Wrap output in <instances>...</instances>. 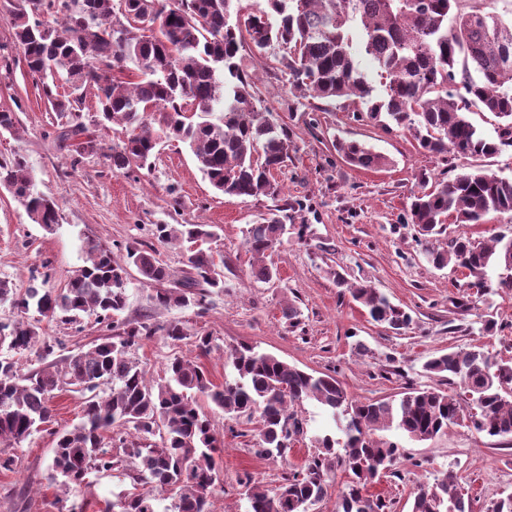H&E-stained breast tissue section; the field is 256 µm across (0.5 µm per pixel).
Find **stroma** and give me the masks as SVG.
Instances as JSON below:
<instances>
[{
	"label": "stroma",
	"instance_id": "obj_1",
	"mask_svg": "<svg viewBox=\"0 0 512 512\" xmlns=\"http://www.w3.org/2000/svg\"><path fill=\"white\" fill-rule=\"evenodd\" d=\"M244 64L248 80L257 87L259 111L273 112L288 128L289 160L274 177L295 204L291 223L305 227L304 232H290L269 252L268 263L279 271L278 279L269 282L252 276L245 230L273 211L274 200L215 191L189 148L177 141L159 145L151 168L124 172L113 171L102 155L80 156L60 146L56 133L75 116L107 148L121 143L125 132L100 125L98 102L90 90L83 94L78 115L51 111L14 43L9 0H0V112H13L17 119L16 132H0V161L24 154L36 191L58 209L57 224L45 230L0 188V281L20 293L32 286L63 288L83 265L92 242L110 247L118 258L130 248L155 250L179 277L187 269L185 250L157 241L152 226L211 224L217 236L210 247L224 275V289L210 295L206 309L154 307L148 300L150 288L139 277L127 286L129 320L145 315L156 324L178 320L189 332L188 339L175 344L155 336L137 351L152 378L163 377L167 360L180 355L200 361L214 383H223L234 377L227 352L246 343L307 372L335 375L353 399L377 401L410 387L460 393L459 384L423 372V363L436 354L483 344L494 355L512 358V288L499 287L494 270L488 275V293L481 295L466 287L460 273L435 268L407 208L423 174L434 181L481 167L512 177V151L489 158L430 155L402 129L357 121L340 103L290 92L269 55H245ZM343 139L373 147L386 157V165H352L336 151ZM335 270L348 281L384 293L411 315L410 325L395 331L373 322L365 308L337 288L331 276ZM290 305L298 310L291 322L282 316ZM490 318L497 330L487 335L482 327ZM41 326L68 351L88 347L104 334L92 314L77 327L58 320L42 321ZM197 334L211 336L210 353L200 354L193 341ZM360 344L365 347L361 353L356 350ZM52 409L50 430L18 444L15 472L0 473V512H100L114 493L130 487V480L101 474L89 475L86 485L67 491L52 482L51 432L78 424L82 401L77 393L63 392L53 399ZM298 413L303 437L286 461L271 462L256 457L253 435L232 434L230 420L213 411L219 467L211 493L213 512H246L243 473L275 488L288 467L303 465L315 453L318 437H339L335 422L316 402H304ZM383 436L403 453L375 487L389 512H411L417 489L450 468L458 473L472 512H489L495 501L512 493V440L477 433L462 422L429 441L395 430Z\"/></svg>",
	"mask_w": 512,
	"mask_h": 512
}]
</instances>
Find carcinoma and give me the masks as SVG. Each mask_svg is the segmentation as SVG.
<instances>
[{"instance_id": "carcinoma-1", "label": "carcinoma", "mask_w": 512, "mask_h": 512, "mask_svg": "<svg viewBox=\"0 0 512 512\" xmlns=\"http://www.w3.org/2000/svg\"><path fill=\"white\" fill-rule=\"evenodd\" d=\"M123 19L112 18L111 0H12L14 39L29 72L37 77L52 109L75 112L83 90L96 89L103 120L124 127L128 136L112 148V169L143 168L152 163L163 138L188 144L211 185L237 197H280L272 172L288 159V133L270 111L254 107L257 92L246 80L242 52L259 53L276 45L283 54L275 68L288 74L290 88L328 101L344 99L371 120L381 115L407 130L423 151L461 157H492L512 150V0L503 13L487 9L488 0H122ZM154 28L149 34L117 36L129 20ZM359 25L361 47L375 65L383 93L367 81L351 55V29ZM138 63L133 82L124 81L126 61ZM73 86L59 94V83ZM160 114L152 130L153 113ZM474 112L498 118L494 133L480 131ZM58 140L82 156L98 150L89 129L74 120ZM338 151L355 166L376 168L383 157L357 141H342ZM0 186L24 207L30 220L49 230L58 223L54 203L33 192L26 157L0 162ZM512 219V177L473 168L452 180L410 195L409 215L425 243L451 222L463 228L490 214ZM162 242L188 252V270L169 286L172 274L154 254L129 249L117 260L112 249L89 243L84 265L66 287L23 294L0 281V301L41 319L58 317L77 324L94 313L112 332L86 350L55 356L61 343L43 335L40 319L0 325V347L16 354L38 353L39 367L21 376L16 362L0 357V472L17 467L15 445L52 419L56 394L78 392L82 421L55 433L49 465L51 479L69 489L92 472L123 471L142 489L120 493L112 512H156V490H168L171 512H209L217 463V438L203 396L229 419L258 424L255 454L276 461L288 441L304 434L297 408L313 400L340 423L343 441L324 437L304 465L283 477L273 491L249 473V512H307L328 495L332 465L350 481L336 512H388L385 499L369 491L398 456L397 444L375 437L393 427L415 441L431 440L448 425L465 421L478 433L512 439V359L492 356L478 346L428 359L432 376L459 380L465 399L434 388H412L398 398L362 402L349 397L330 374L314 375L240 344L226 355L235 377L217 385L205 368L180 356L170 358L165 376L151 383L134 352L162 333L173 343L187 338L185 325L156 326L122 316L131 270L155 287L156 307L206 309L209 289L224 290L210 249L211 224L154 225ZM288 234L278 215L251 224L248 251L259 264L260 281L278 275L263 258ZM436 267L462 269L471 288L486 287L488 272L512 271V237L480 242L463 231L446 247L426 248ZM336 285L368 311L375 322L400 330L411 316L366 283L348 282L333 271ZM411 512H471L458 476L448 470L414 496Z\"/></svg>"}]
</instances>
